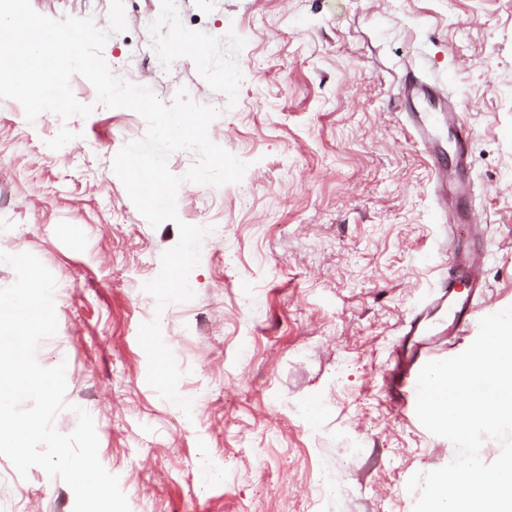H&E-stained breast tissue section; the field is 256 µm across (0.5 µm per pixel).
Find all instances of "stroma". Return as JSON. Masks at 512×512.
<instances>
[{
	"instance_id": "stroma-1",
	"label": "stroma",
	"mask_w": 512,
	"mask_h": 512,
	"mask_svg": "<svg viewBox=\"0 0 512 512\" xmlns=\"http://www.w3.org/2000/svg\"><path fill=\"white\" fill-rule=\"evenodd\" d=\"M109 26L110 0H31ZM103 56L164 103L187 88L219 110L211 140L247 162L236 184L183 183L181 221L208 224L191 301L157 310L144 285L179 239L151 224L112 167L146 120L96 102L27 121L0 98V251L24 248L63 304L37 352L66 367V410L92 417L130 512H412L409 479L456 448L389 400L401 322L447 250L487 251V314L512 306V0H124ZM443 84L472 133L476 237L447 235L425 149L399 96ZM77 137L48 148L61 128ZM179 220V221H180ZM159 319L191 417L147 382L139 327ZM41 468L0 455V512H73Z\"/></svg>"
}]
</instances>
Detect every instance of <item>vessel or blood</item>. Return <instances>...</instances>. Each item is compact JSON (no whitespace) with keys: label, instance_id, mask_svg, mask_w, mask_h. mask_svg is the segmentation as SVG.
Listing matches in <instances>:
<instances>
[{"label":"vessel or blood","instance_id":"vessel-or-blood-1","mask_svg":"<svg viewBox=\"0 0 512 512\" xmlns=\"http://www.w3.org/2000/svg\"><path fill=\"white\" fill-rule=\"evenodd\" d=\"M403 93L409 98H443L444 92L436 82L412 79L406 82ZM416 136L426 146L432 162L434 187L438 204H446L449 197H456L460 207L455 216L458 223L477 228L481 216L473 205L470 183L465 179L449 180L443 154L435 142V127L440 121H447L454 135L451 148L461 165H468L471 153L469 130L458 123L456 117L446 116L445 112L431 115H412ZM483 256L465 251H456L448 257V274L440 281L432 295V303H447L448 327L444 334L432 344L422 346L412 356H405L403 347L392 352L395 362L393 374L388 379L392 399L402 409H410L417 401V379L423 365L437 360L441 351L455 345L463 336L479 324L484 316L486 284L483 280Z\"/></svg>","mask_w":512,"mask_h":512}]
</instances>
